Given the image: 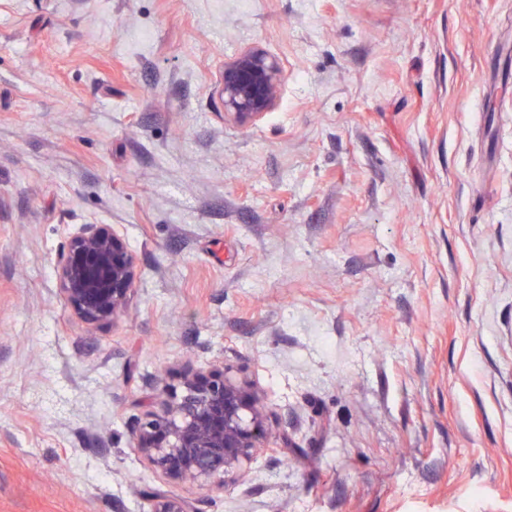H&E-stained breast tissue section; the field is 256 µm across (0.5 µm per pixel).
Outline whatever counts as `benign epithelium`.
<instances>
[{"mask_svg":"<svg viewBox=\"0 0 512 512\" xmlns=\"http://www.w3.org/2000/svg\"><path fill=\"white\" fill-rule=\"evenodd\" d=\"M283 82L279 63L249 50L224 65V111L240 126L260 120L276 104ZM61 292L86 323L124 314L139 270L126 240L110 224H84L59 255ZM267 414L257 393L215 366L208 373L187 368L180 384L165 385L156 410L131 427L130 442L169 484L224 490L226 478L242 475L256 454L270 449ZM150 512H199L187 499L155 493Z\"/></svg>","mask_w":512,"mask_h":512,"instance_id":"obj_1","label":"benign epithelium"}]
</instances>
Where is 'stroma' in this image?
Masks as SVG:
<instances>
[{
    "mask_svg": "<svg viewBox=\"0 0 512 512\" xmlns=\"http://www.w3.org/2000/svg\"><path fill=\"white\" fill-rule=\"evenodd\" d=\"M282 67L224 114L226 63ZM496 66H489L491 52ZM137 257L89 325L55 273ZM258 392L220 492L130 445L187 368ZM512 512V0H0V512ZM282 82L275 59L257 49L246 51L224 66V111L238 125L250 126L275 106ZM56 273L73 313L89 324L122 316L139 277L135 255L109 224H85L72 234ZM149 501L152 504L150 512H199L192 501L175 495L154 493L149 496Z\"/></svg>",
    "mask_w": 512,
    "mask_h": 512,
    "instance_id": "obj_1",
    "label": "stroma"
}]
</instances>
